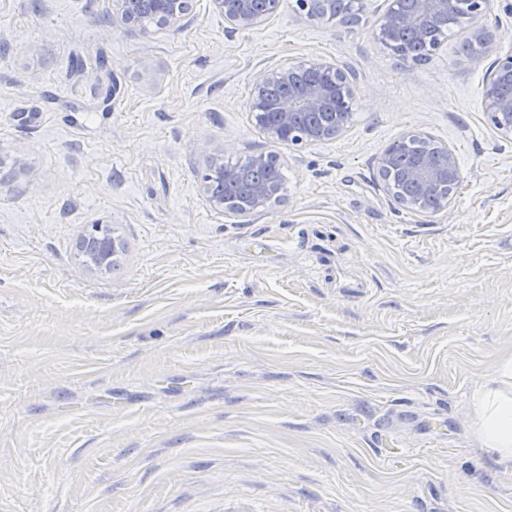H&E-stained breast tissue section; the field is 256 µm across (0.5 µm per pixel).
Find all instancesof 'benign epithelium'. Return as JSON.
<instances>
[{
	"instance_id": "7a95c632",
	"label": "benign epithelium",
	"mask_w": 512,
	"mask_h": 512,
	"mask_svg": "<svg viewBox=\"0 0 512 512\" xmlns=\"http://www.w3.org/2000/svg\"><path fill=\"white\" fill-rule=\"evenodd\" d=\"M149 21L134 11L136 0H113L112 23L128 32H144L149 27L166 29L180 24L189 12V0H149ZM213 9L224 17L225 22L238 29H250L265 19L277 14L282 0H264L266 8L260 12L257 0H210ZM412 8L406 10L396 5L389 8L380 24L381 44L396 54L405 64L414 65L416 57L402 52L386 40V36L399 28L418 27L424 22L442 24L447 21L455 0H410ZM492 0H469L470 14L478 19L468 30V39L473 46L470 59L479 61L492 44L493 34L485 24ZM336 0H295V11L314 21L333 11ZM512 80V54L496 57L486 72L482 83V106L488 121L500 134L512 138V94H506L504 80ZM354 100L352 75L333 62L311 60L288 62L259 70L253 80L250 112L263 130L275 142L303 145L316 141L332 140L346 129L350 113L329 112L322 124L306 128L296 125L297 116L303 112L317 113L329 102ZM401 142L416 148L413 162L401 173V179L413 188V194H404L393 177L395 155L391 149L384 150L377 159L379 175L386 191L400 205L421 209V203L430 195H439L437 210L450 207L461 183L462 173L454 150L438 146L435 139L424 132H410ZM241 173L224 168L223 152L212 160L210 172L203 177L202 190L211 205L224 208L226 199L237 190ZM284 197V188L275 182H257L251 197L242 212L249 213L279 202ZM81 252L88 266L97 271H107L115 263L122 250L121 243L114 239L86 237L80 243Z\"/></svg>"
}]
</instances>
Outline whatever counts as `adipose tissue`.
<instances>
[{"mask_svg": "<svg viewBox=\"0 0 512 512\" xmlns=\"http://www.w3.org/2000/svg\"><path fill=\"white\" fill-rule=\"evenodd\" d=\"M474 438L499 462L512 463V354L497 364L492 378L472 397Z\"/></svg>", "mask_w": 512, "mask_h": 512, "instance_id": "obj_1", "label": "adipose tissue"}]
</instances>
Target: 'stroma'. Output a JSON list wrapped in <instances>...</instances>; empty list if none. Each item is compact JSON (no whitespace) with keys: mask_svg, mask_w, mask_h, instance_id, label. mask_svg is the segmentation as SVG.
Segmentation results:
<instances>
[{"mask_svg":"<svg viewBox=\"0 0 512 512\" xmlns=\"http://www.w3.org/2000/svg\"><path fill=\"white\" fill-rule=\"evenodd\" d=\"M358 3L129 34L111 0H0V512H512L470 409L512 352V139L487 62L452 37L405 69L388 0ZM321 58L354 75L346 131L274 143L254 73ZM410 131L456 151L448 210L383 188ZM219 148L278 155L283 200L213 208ZM512 54L499 55L489 66L482 83V106L488 121L500 134L512 138ZM80 248L92 270L107 271L114 265L122 245L115 239L85 237L80 243Z\"/></svg>","mask_w":512,"mask_h":512,"instance_id":"stroma-1","label":"stroma"}]
</instances>
